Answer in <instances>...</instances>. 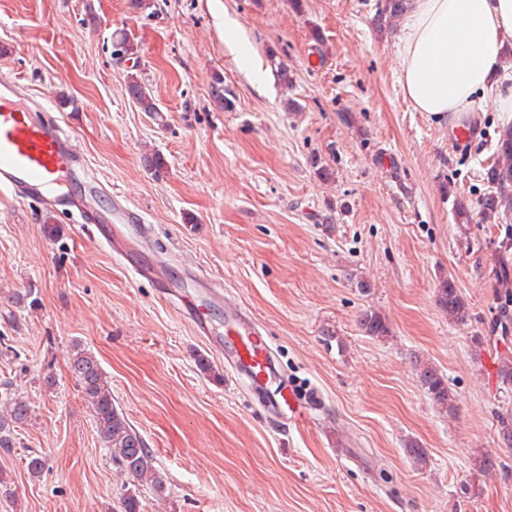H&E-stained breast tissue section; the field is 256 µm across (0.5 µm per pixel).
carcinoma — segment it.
Here are the masks:
<instances>
[{
    "instance_id": "cac0c4a2",
    "label": "carcinoma",
    "mask_w": 512,
    "mask_h": 512,
    "mask_svg": "<svg viewBox=\"0 0 512 512\" xmlns=\"http://www.w3.org/2000/svg\"><path fill=\"white\" fill-rule=\"evenodd\" d=\"M404 0H391L390 5L377 11L374 22L378 28L392 23L401 15ZM136 49L129 36L117 34L113 39V55L123 58L135 57ZM130 98L140 110L155 117L160 109L146 85L132 74L126 84ZM485 180L489 191L479 199L478 205L483 218L495 219L503 238L499 243L496 258V276L500 285L497 295L495 321H512V124L498 130L497 148L493 160L487 165ZM436 301L448 319L456 324L469 320L468 307L450 278L441 281L437 288ZM363 331L373 337L382 338L389 334V327L378 313L366 310L358 317ZM411 365L425 393L443 412L454 410L455 395L444 374L428 360L418 356L411 358ZM70 371L85 401L90 405L98 436L107 448L112 463L122 472L146 485L156 497H165L169 491L167 474L155 465V457L147 447L136 427L130 423L123 411L112 398V389L92 353L79 349L73 357ZM496 378L504 387L512 386V350L497 356ZM0 450L9 453L16 447V432L29 417L28 400L13 389L9 381L0 382ZM497 438L501 447L512 448V414L499 416ZM405 453L418 469L426 467L427 450L415 441L405 444ZM500 467L493 456L478 452L472 456L473 475H483Z\"/></svg>"
}]
</instances>
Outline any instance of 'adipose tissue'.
I'll return each mask as SVG.
<instances>
[{
  "label": "adipose tissue",
  "instance_id": "ef3b65f1",
  "mask_svg": "<svg viewBox=\"0 0 512 512\" xmlns=\"http://www.w3.org/2000/svg\"><path fill=\"white\" fill-rule=\"evenodd\" d=\"M510 39L512 0H409L397 44L404 97L415 110L453 122L493 89L512 112L502 63Z\"/></svg>",
  "mask_w": 512,
  "mask_h": 512
}]
</instances>
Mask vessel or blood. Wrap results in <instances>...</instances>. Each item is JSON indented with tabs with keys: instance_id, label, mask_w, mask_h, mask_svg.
<instances>
[{
	"instance_id": "vessel-or-blood-1",
	"label": "vessel or blood",
	"mask_w": 512,
	"mask_h": 512,
	"mask_svg": "<svg viewBox=\"0 0 512 512\" xmlns=\"http://www.w3.org/2000/svg\"><path fill=\"white\" fill-rule=\"evenodd\" d=\"M17 80L0 78V197L22 194L44 200L54 210L93 215L92 191L77 198L58 194L57 186L76 180L77 145L61 120H40L21 107ZM184 315L197 334L206 337L216 349H228L233 379L266 387L274 375V358L264 329L241 307L225 305L224 328L214 330L202 305L181 299ZM276 409L289 420L303 422L309 413L286 382H279L273 393Z\"/></svg>"
}]
</instances>
